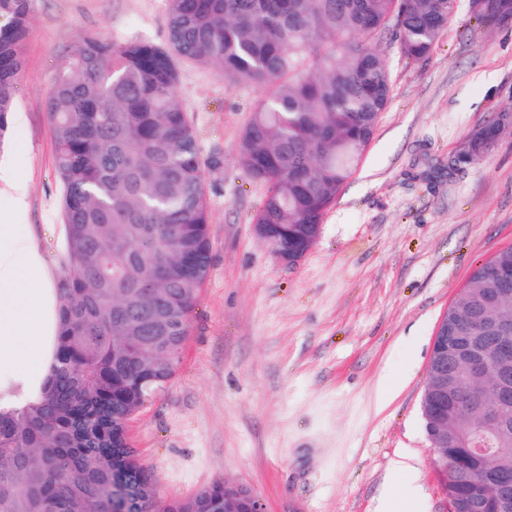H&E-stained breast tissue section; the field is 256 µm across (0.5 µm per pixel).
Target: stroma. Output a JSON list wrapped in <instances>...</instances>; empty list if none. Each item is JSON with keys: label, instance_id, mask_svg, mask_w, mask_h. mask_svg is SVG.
<instances>
[{"label": "stroma", "instance_id": "stroma-1", "mask_svg": "<svg viewBox=\"0 0 512 512\" xmlns=\"http://www.w3.org/2000/svg\"><path fill=\"white\" fill-rule=\"evenodd\" d=\"M167 0H30L31 26L0 166V224H24L65 271L55 146L44 102L77 36L164 42ZM458 0L438 42L407 59L371 48L392 92L357 171L295 266L253 231L265 195L236 153L262 87L184 61L177 94L206 170L210 269L176 373L130 418L160 502L216 482L267 512H447L421 401L440 319L475 265L512 246V19L488 27ZM481 159L458 163L491 119Z\"/></svg>", "mask_w": 512, "mask_h": 512}]
</instances>
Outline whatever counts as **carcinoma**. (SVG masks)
<instances>
[{
    "label": "carcinoma",
    "mask_w": 512,
    "mask_h": 512,
    "mask_svg": "<svg viewBox=\"0 0 512 512\" xmlns=\"http://www.w3.org/2000/svg\"><path fill=\"white\" fill-rule=\"evenodd\" d=\"M30 0H0V142L9 130ZM167 38L114 42L82 36L57 67L45 100L61 185L65 275L56 288L58 345L38 400L0 409V512H105L126 482L127 512H221L219 484L159 505L154 483L124 440V424L175 373L210 268L209 203L195 130L177 95L178 62L268 94L251 111L237 159L267 186L256 224H286L280 250L303 245L368 147L391 96L384 57L367 45L393 27L406 58L425 57L448 25V0H167ZM512 16L486 0L484 23ZM512 247L477 264L455 300L459 328L494 343L512 317ZM480 420L486 395L460 376ZM448 484L462 512L512 495V459L468 456L450 443Z\"/></svg>",
    "instance_id": "cac0c4a2"
}]
</instances>
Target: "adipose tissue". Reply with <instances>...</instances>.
I'll return each instance as SVG.
<instances>
[{"label": "adipose tissue", "instance_id": "adipose-tissue-1", "mask_svg": "<svg viewBox=\"0 0 512 512\" xmlns=\"http://www.w3.org/2000/svg\"><path fill=\"white\" fill-rule=\"evenodd\" d=\"M0 247V408L35 397L53 362L57 300L35 240Z\"/></svg>", "mask_w": 512, "mask_h": 512}]
</instances>
